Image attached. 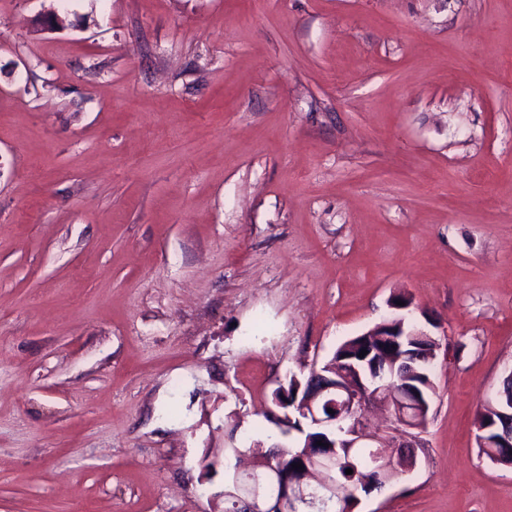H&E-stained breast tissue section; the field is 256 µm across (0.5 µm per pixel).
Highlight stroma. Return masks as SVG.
Returning a JSON list of instances; mask_svg holds the SVG:
<instances>
[{"instance_id": "1", "label": "stroma", "mask_w": 512, "mask_h": 512, "mask_svg": "<svg viewBox=\"0 0 512 512\" xmlns=\"http://www.w3.org/2000/svg\"><path fill=\"white\" fill-rule=\"evenodd\" d=\"M400 296L436 393L353 512H512V0H0V512H221ZM505 394V396H504ZM503 399H511V406L506 412H501L502 418L504 420H509L512 426V398H511V384L508 386L506 384L502 385L501 389L497 392L496 396L492 399V401L486 407V413L478 414L476 419L477 430L481 427H484L491 419L492 415H495L494 409L498 408L500 402Z\"/></svg>"}]
</instances>
